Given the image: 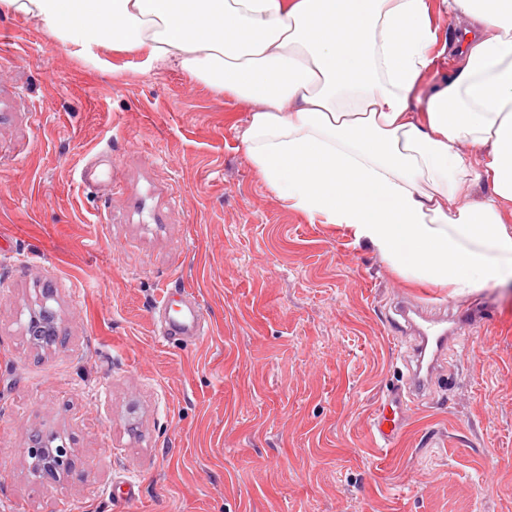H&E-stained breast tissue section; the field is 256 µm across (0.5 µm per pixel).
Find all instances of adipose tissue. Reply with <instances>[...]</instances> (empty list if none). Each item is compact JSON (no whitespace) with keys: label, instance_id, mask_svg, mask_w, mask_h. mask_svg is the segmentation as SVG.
<instances>
[{"label":"adipose tissue","instance_id":"adipose-tissue-1","mask_svg":"<svg viewBox=\"0 0 512 512\" xmlns=\"http://www.w3.org/2000/svg\"><path fill=\"white\" fill-rule=\"evenodd\" d=\"M437 11L473 27L458 69L426 90ZM0 12L77 56L132 53L247 105L239 139L266 187L408 280L464 292L512 279V0H0ZM463 184L480 196L459 206Z\"/></svg>","mask_w":512,"mask_h":512}]
</instances>
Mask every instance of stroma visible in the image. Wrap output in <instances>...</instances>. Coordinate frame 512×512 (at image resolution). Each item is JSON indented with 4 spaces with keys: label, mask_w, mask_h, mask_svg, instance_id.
<instances>
[{
    "label": "stroma",
    "mask_w": 512,
    "mask_h": 512,
    "mask_svg": "<svg viewBox=\"0 0 512 512\" xmlns=\"http://www.w3.org/2000/svg\"><path fill=\"white\" fill-rule=\"evenodd\" d=\"M0 14V512H512V288L403 278L271 193L233 97ZM190 289L208 327L164 342ZM482 307L381 453L395 301ZM52 308L63 343L28 335ZM75 454L33 477L28 434Z\"/></svg>",
    "instance_id": "1"
}]
</instances>
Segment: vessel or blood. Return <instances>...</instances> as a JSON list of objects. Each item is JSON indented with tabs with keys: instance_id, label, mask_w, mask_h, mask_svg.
<instances>
[{
	"instance_id": "obj_1",
	"label": "vessel or blood",
	"mask_w": 512,
	"mask_h": 512,
	"mask_svg": "<svg viewBox=\"0 0 512 512\" xmlns=\"http://www.w3.org/2000/svg\"><path fill=\"white\" fill-rule=\"evenodd\" d=\"M159 314L158 336L168 341L174 338L197 339L205 336V320L200 304L187 290L176 289L166 294ZM398 313L407 331L412 332L414 344L407 353L404 387L391 391L373 421V432L381 442L382 450H390L401 428V411L422 397L434 386L440 373V364L453 333L458 326L479 322L484 318L481 309H461L451 316L431 318L408 300H400Z\"/></svg>"
}]
</instances>
